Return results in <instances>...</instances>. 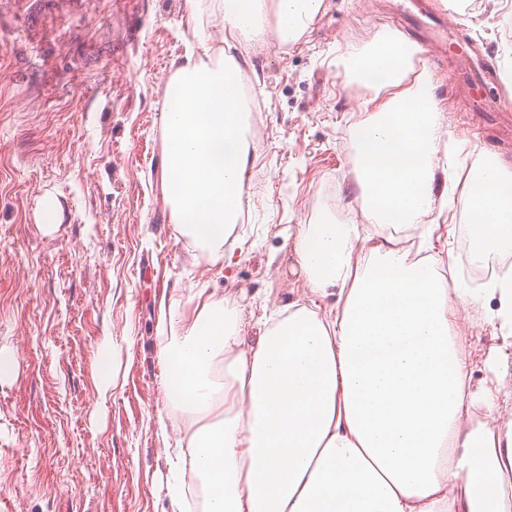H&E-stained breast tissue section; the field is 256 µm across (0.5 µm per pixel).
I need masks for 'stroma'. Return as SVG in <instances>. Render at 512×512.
<instances>
[{
  "label": "stroma",
  "mask_w": 512,
  "mask_h": 512,
  "mask_svg": "<svg viewBox=\"0 0 512 512\" xmlns=\"http://www.w3.org/2000/svg\"><path fill=\"white\" fill-rule=\"evenodd\" d=\"M403 0H320L298 41L227 47L202 0H0V346L16 377L0 385V512H171L180 434L160 432L159 302L200 288L231 296L254 336L264 317L309 288L295 266L300 225L331 216L363 223L362 196L341 176L352 133L374 113L369 89L339 62L390 31ZM448 15L444 43L420 46L423 74L452 139L447 219L430 241L449 283L476 287L462 253L461 202L472 168L506 162L512 125L484 111L488 82L471 84L464 42L492 61L512 91V0H435ZM230 49L249 60L261 119L248 169L268 178L228 249L230 264L193 261L162 195V108L173 61ZM56 218L45 222L47 201ZM495 302L452 317L479 387L497 358L512 389ZM111 337L115 391H99L96 349Z\"/></svg>",
  "instance_id": "stroma-1"
}]
</instances>
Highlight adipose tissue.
<instances>
[{"instance_id":"1","label":"adipose tissue","mask_w":512,"mask_h":512,"mask_svg":"<svg viewBox=\"0 0 512 512\" xmlns=\"http://www.w3.org/2000/svg\"><path fill=\"white\" fill-rule=\"evenodd\" d=\"M233 39L280 43L313 22L316 0H213ZM416 45L387 34L349 71L381 96L354 138L357 182L382 231L355 254L356 224L302 225L294 252L320 312L303 300L266 320L254 343L236 301L201 288L161 304L166 405L184 418L180 452L202 512H512V420L498 392L472 389L450 314L496 301L512 346V269L474 290L449 285L433 256H410L402 233L431 238V158L448 130L426 80L403 82ZM245 69L186 58L163 102V193L195 261L217 264L240 216L249 142ZM477 255L512 254V171L487 162L463 197Z\"/></svg>"}]
</instances>
